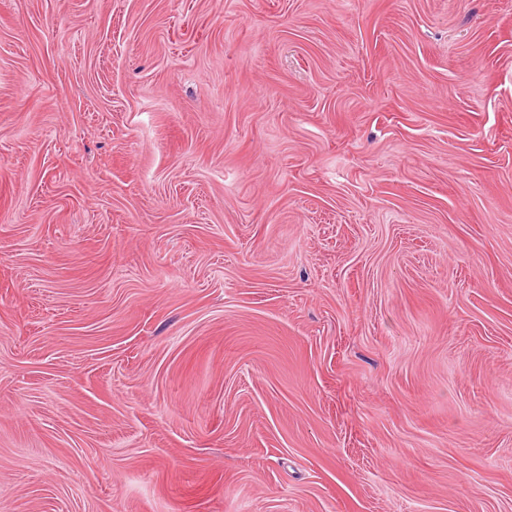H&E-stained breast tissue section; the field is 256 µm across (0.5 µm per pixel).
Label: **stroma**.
Instances as JSON below:
<instances>
[{
	"label": "stroma",
	"instance_id": "stroma-1",
	"mask_svg": "<svg viewBox=\"0 0 512 512\" xmlns=\"http://www.w3.org/2000/svg\"><path fill=\"white\" fill-rule=\"evenodd\" d=\"M0 512H512V0H0Z\"/></svg>",
	"mask_w": 512,
	"mask_h": 512
}]
</instances>
